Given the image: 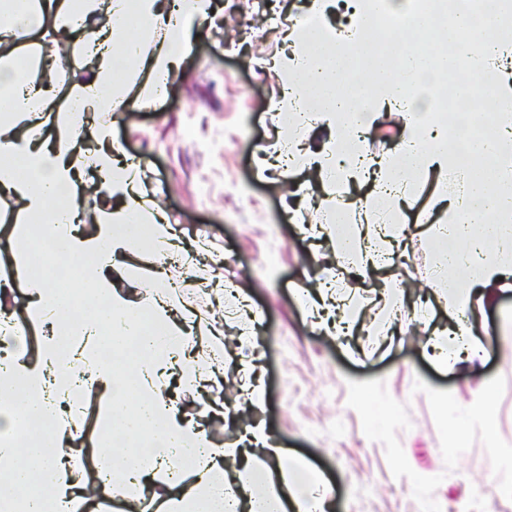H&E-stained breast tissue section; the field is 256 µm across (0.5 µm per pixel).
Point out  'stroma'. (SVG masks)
Instances as JSON below:
<instances>
[{"instance_id": "obj_1", "label": "stroma", "mask_w": 512, "mask_h": 512, "mask_svg": "<svg viewBox=\"0 0 512 512\" xmlns=\"http://www.w3.org/2000/svg\"><path fill=\"white\" fill-rule=\"evenodd\" d=\"M263 2L214 0L225 25L205 27L155 103L112 127L185 247L210 257L205 283L178 262L163 278L175 304L194 312L199 364L224 357L222 378L202 392L235 410L216 439L230 444L243 426H263L291 461L323 476L333 512H512V493L499 489L512 471V291L473 318L495 341L480 359L452 371L430 360L426 339L450 326L451 298L432 278L444 215L428 185L399 216L412 235L405 262L337 266L331 242L309 227L325 223L327 195L371 187L313 189L302 168L280 172L288 132L274 110L286 81L277 63L292 45L279 21L306 15L308 0H274L271 15ZM87 73L84 60L55 51L27 77L63 97ZM334 280L358 304L345 313L347 336L326 333L299 300ZM381 289L404 309L429 308V322L388 330ZM217 321L219 343L209 336ZM246 367L261 402L238 387ZM486 398L489 423L477 412Z\"/></svg>"}]
</instances>
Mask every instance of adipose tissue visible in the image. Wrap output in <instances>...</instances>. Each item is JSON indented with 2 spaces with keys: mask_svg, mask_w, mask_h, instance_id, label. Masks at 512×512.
Segmentation results:
<instances>
[{
  "mask_svg": "<svg viewBox=\"0 0 512 512\" xmlns=\"http://www.w3.org/2000/svg\"><path fill=\"white\" fill-rule=\"evenodd\" d=\"M400 0H356L350 26H329L332 0H311L297 48L278 63L287 88L278 106L299 127L296 158L329 183L372 180L374 199L338 201L329 211L336 255L358 267L380 268L388 243L404 239L393 221L416 185L443 178L437 196L454 250L439 246V272L462 289L453 328L426 340L440 363L464 362L476 352L467 319L472 304L512 283V0L457 53L436 21L435 0H423L408 30L390 25ZM213 18V0H0V28L15 44L14 63L0 65V192L30 221L26 246L53 248L80 271L81 304L54 287L44 264L28 262L0 290L28 288L41 340L33 358L0 361V512H78L83 502L120 496L124 512H329L321 477L299 484L287 453L262 426L246 428L241 446L214 442L205 427L210 408L180 407L169 385L205 388L220 368L201 369L173 317L162 279L143 298L113 275L119 257L141 247L160 254L175 246L166 216L149 209L138 167L113 139L111 121L131 99L123 80L139 69L164 91L191 39ZM89 61V77L66 100L52 85L24 78L26 53L46 24ZM422 38L424 45L391 65L382 44ZM463 71L478 110L470 124L491 121L495 135L460 155L452 141L440 83ZM409 114L398 150L375 153L364 139L384 111ZM64 112L51 145L17 132L22 119ZM494 166L493 184L473 173ZM93 167L91 182L81 180ZM386 216L378 240L360 238L359 210ZM94 229L84 233L85 221ZM91 382L106 398L110 423L94 431L92 472L78 474L73 426L81 414L78 390Z\"/></svg>",
  "mask_w": 512,
  "mask_h": 512,
  "instance_id": "ef3b65f1",
  "label": "adipose tissue"
}]
</instances>
